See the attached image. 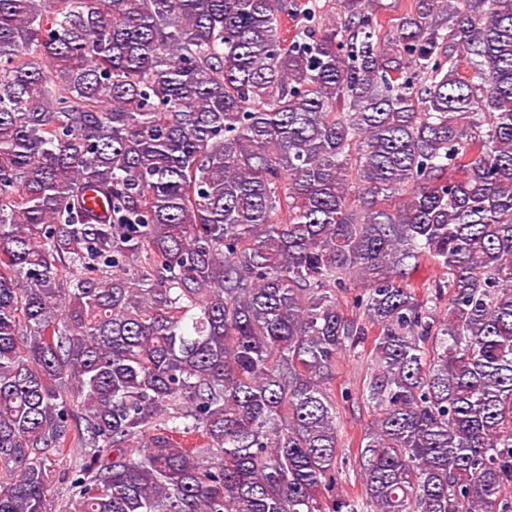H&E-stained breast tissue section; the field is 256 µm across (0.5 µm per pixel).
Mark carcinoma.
Wrapping results in <instances>:
<instances>
[{
	"mask_svg": "<svg viewBox=\"0 0 512 512\" xmlns=\"http://www.w3.org/2000/svg\"><path fill=\"white\" fill-rule=\"evenodd\" d=\"M372 2L0 0V512H512V0ZM358 350L361 348L359 347L355 352H343L336 371V379L333 381L338 407L339 441L342 448H346L350 437L358 440L373 418L371 408L369 410L364 407L359 395L362 379L369 368L370 358L366 352L362 355L357 353ZM345 393H348L347 399Z\"/></svg>",
	"mask_w": 512,
	"mask_h": 512,
	"instance_id": "1",
	"label": "carcinoma"
}]
</instances>
